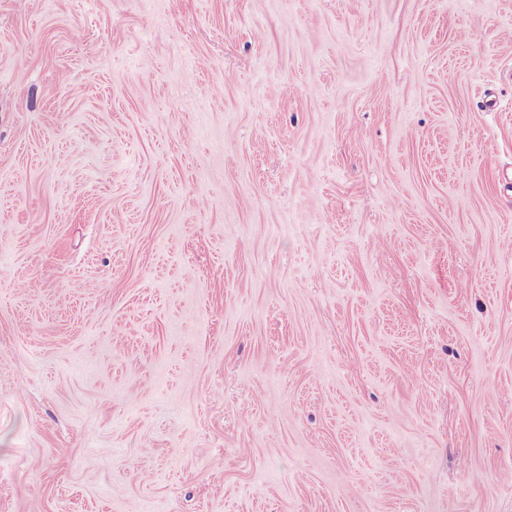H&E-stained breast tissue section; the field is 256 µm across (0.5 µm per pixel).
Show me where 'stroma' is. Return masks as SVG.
<instances>
[{"mask_svg": "<svg viewBox=\"0 0 512 512\" xmlns=\"http://www.w3.org/2000/svg\"><path fill=\"white\" fill-rule=\"evenodd\" d=\"M0 512H512V0H0Z\"/></svg>", "mask_w": 512, "mask_h": 512, "instance_id": "1", "label": "stroma"}]
</instances>
